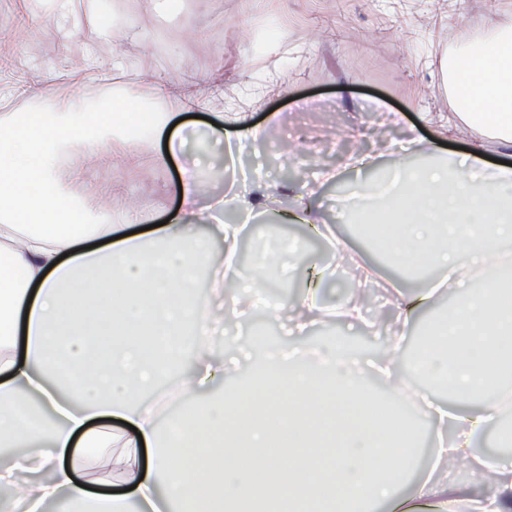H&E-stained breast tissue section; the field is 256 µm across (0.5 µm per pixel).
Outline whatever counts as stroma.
I'll return each mask as SVG.
<instances>
[{
	"instance_id": "35a3bbf8",
	"label": "stroma",
	"mask_w": 512,
	"mask_h": 512,
	"mask_svg": "<svg viewBox=\"0 0 512 512\" xmlns=\"http://www.w3.org/2000/svg\"><path fill=\"white\" fill-rule=\"evenodd\" d=\"M101 7L115 38L99 41L86 26L67 45L46 17L25 21V0L11 6L0 0V18L22 19L26 32L25 50L13 56L12 72L0 71V85L36 66L57 72L54 94L62 102L97 94L116 75L132 77L147 95L151 87L143 78L150 73L200 82L219 74L225 96L238 98L248 85L285 80L287 92L271 93L250 112L252 122L276 121L274 139L231 154L201 126L184 143L183 156L220 169L221 179L208 185L218 194L242 167L298 189L310 183L314 165L337 167L347 154L375 153L410 136L450 152L470 151V138L439 124L448 113V30L472 17L512 13V0H194L185 14L157 8L154 0H102ZM272 20L287 26V43L262 38ZM90 57L100 68L86 76ZM116 57L122 68H112ZM385 110L403 113L401 129L380 127ZM152 152L144 147L135 165L96 163L93 177L112 205L137 199L164 218L177 205L178 171L156 167ZM264 224L277 226L278 244L299 246L275 282L283 300L296 302L301 277L334 266L333 255L309 225L285 224L270 213L247 227L243 264H250L253 239Z\"/></svg>"
}]
</instances>
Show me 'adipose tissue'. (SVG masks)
I'll list each match as a JSON object with an SVG mask.
<instances>
[{
    "mask_svg": "<svg viewBox=\"0 0 512 512\" xmlns=\"http://www.w3.org/2000/svg\"><path fill=\"white\" fill-rule=\"evenodd\" d=\"M47 11L63 38L90 22L98 37L112 33L99 0H49ZM450 52L470 65L457 92L462 109L444 123L475 137L472 151L457 161H436L432 144L412 139L393 167V192L381 183H355L343 203L345 223L366 234L368 225L392 229L383 253L394 275L428 270L419 293L389 291L395 340L382 354L362 361L349 346L319 343L307 351L280 352L269 360L268 342L252 344L251 370L268 386L254 392L241 382L229 356L234 341L226 328L252 314L287 312L294 332L304 334L328 319L372 326L363 289L339 306L319 301L322 280L306 284L287 309L263 303L269 268L279 258L254 254L242 271L247 287H228L224 265L236 263L245 222L268 213L311 225L330 241L338 265L370 279L371 267L337 240L333 225L320 223L313 192L255 181L250 190L208 197L199 164L181 167V199L173 216L158 222L148 204L106 203L87 184V162L120 155L140 157L144 142L166 141L156 165L180 155L169 128L173 98L221 101L213 83L207 92L156 81L150 103L132 88L119 97L103 93L67 102L60 112L0 113V512H45L60 501L68 512H180L197 509L199 488L208 498L202 512H238L249 497L253 512H376L396 503L414 512L413 501H433L438 512H512V463L478 454L477 437L495 428L499 447L512 446L501 429L512 396V166L489 167L480 138L486 126L512 149V113L504 101L512 88L499 73L512 62V14L487 19L476 34H463ZM433 163L421 165V156ZM84 182L82 195L64 190L60 173ZM233 212L237 223L218 218ZM149 225L142 233L140 225ZM224 241L212 252L202 228ZM455 289L457 302L427 325L413 356L400 336L438 295ZM223 349H216V341ZM493 349L500 372L489 375L484 352ZM181 362L178 396L192 399L190 414L159 428L155 412L140 404L161 397L164 366ZM385 387L392 428L366 432L345 412L376 404L371 383ZM448 393L449 405L429 402L423 418L449 427L438 438L436 464L423 469L403 447L413 421L402 407L408 392ZM249 398L247 424L225 419L224 410ZM123 428L110 429V418ZM97 446L98 466L113 482L80 487L85 448ZM197 454L184 469L181 449ZM489 472L490 492L462 497L452 479L455 466Z\"/></svg>",
    "mask_w": 512,
    "mask_h": 512,
    "instance_id": "ef3b65f1",
    "label": "adipose tissue"
}]
</instances>
